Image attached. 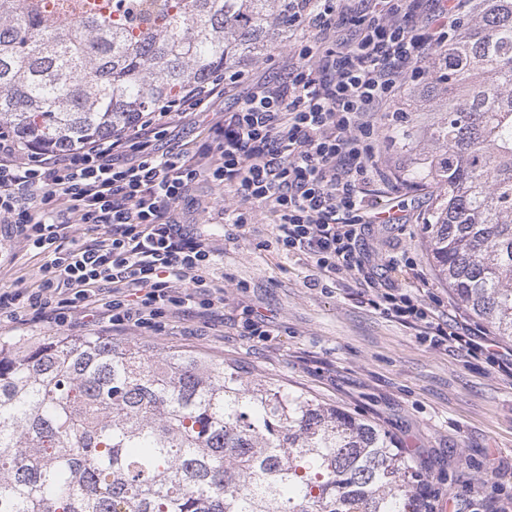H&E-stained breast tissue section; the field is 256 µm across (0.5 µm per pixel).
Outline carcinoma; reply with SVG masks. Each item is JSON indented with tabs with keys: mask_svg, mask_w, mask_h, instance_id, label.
Wrapping results in <instances>:
<instances>
[{
	"mask_svg": "<svg viewBox=\"0 0 512 512\" xmlns=\"http://www.w3.org/2000/svg\"><path fill=\"white\" fill-rule=\"evenodd\" d=\"M412 100L435 102L412 183L427 254L512 338V0H473ZM289 0H0V125L66 151L288 41ZM381 428L222 359L110 336L0 343V512H429Z\"/></svg>",
	"mask_w": 512,
	"mask_h": 512,
	"instance_id": "obj_1",
	"label": "carcinoma"
}]
</instances>
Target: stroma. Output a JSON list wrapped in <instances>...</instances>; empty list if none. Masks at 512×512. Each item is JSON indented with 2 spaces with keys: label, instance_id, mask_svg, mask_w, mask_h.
<instances>
[{
  "label": "stroma",
  "instance_id": "1",
  "mask_svg": "<svg viewBox=\"0 0 512 512\" xmlns=\"http://www.w3.org/2000/svg\"><path fill=\"white\" fill-rule=\"evenodd\" d=\"M314 30L292 33L270 45L265 58L246 64L248 78L273 81L298 63L300 42ZM406 100L377 115L376 142L383 180L371 187L384 208L407 215L404 224H374L364 238L370 271L385 256L402 257L391 275L395 287H423L437 299L449 323L477 325L436 275L424 244L423 225L434 194L413 191L395 179L413 164L392 141L394 129L411 123ZM192 227L205 229L217 250L210 275L224 284V301L206 312L173 314L161 332L113 328L108 319L74 317L14 323L0 320V341L21 345L61 336L97 333L117 341L138 340L159 350L184 349L241 368L246 377L280 384L385 429L403 456L423 473L432 505L465 504L468 512H512V377L482 357L424 343L417 330L375 311L367 286L345 275L322 277L308 255L285 254L275 226L258 215L244 228L188 210ZM45 255L25 250L0 224V292L35 287ZM265 325V336L244 335L242 311Z\"/></svg>",
  "mask_w": 512,
  "mask_h": 512
}]
</instances>
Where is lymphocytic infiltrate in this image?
Returning <instances> with one entry per match:
<instances>
[{
	"mask_svg": "<svg viewBox=\"0 0 512 512\" xmlns=\"http://www.w3.org/2000/svg\"><path fill=\"white\" fill-rule=\"evenodd\" d=\"M355 29L341 37V0H300L292 28L317 40L276 82L246 85L236 110L214 105L240 71L191 86L177 102L147 113L132 132L51 152L0 129V223L27 250L47 255L36 288L0 293V316L66 323L106 314L114 327L147 331L184 308L224 300L210 278L215 250L188 229L184 207L212 182L238 206L225 223L245 227L251 207L273 217L276 242L309 255L321 275L368 282L369 305L420 327L432 346L481 353L512 376V349L478 327L441 325L420 295L372 280L362 241L380 210L368 189L377 174L376 113L394 106L409 82L462 22L464 0H361ZM199 117L204 141L173 153L156 142L164 121ZM102 224L104 236L77 235Z\"/></svg>",
	"mask_w": 512,
	"mask_h": 512,
	"instance_id": "obj_1",
	"label": "lymphocytic infiltrate"
}]
</instances>
